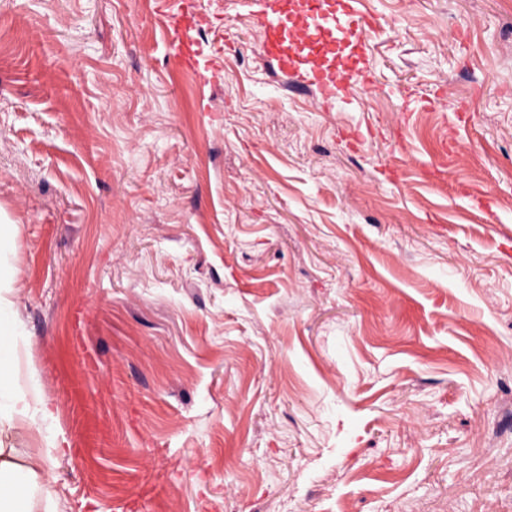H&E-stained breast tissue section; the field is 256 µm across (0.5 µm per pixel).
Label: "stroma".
Listing matches in <instances>:
<instances>
[{
  "instance_id": "1",
  "label": "stroma",
  "mask_w": 512,
  "mask_h": 512,
  "mask_svg": "<svg viewBox=\"0 0 512 512\" xmlns=\"http://www.w3.org/2000/svg\"><path fill=\"white\" fill-rule=\"evenodd\" d=\"M362 3L327 106L226 0L211 83L154 0H0V313L54 413L0 446L63 448L72 512H512V0Z\"/></svg>"
}]
</instances>
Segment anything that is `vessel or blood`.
Returning <instances> with one entry per match:
<instances>
[{
	"mask_svg": "<svg viewBox=\"0 0 512 512\" xmlns=\"http://www.w3.org/2000/svg\"><path fill=\"white\" fill-rule=\"evenodd\" d=\"M158 10L184 65L198 71L203 54L191 33L202 18L193 0H159ZM258 15L263 30L260 56L281 73L314 88L325 103L335 102L349 71H356L359 81L369 82L368 73L356 69L353 59L334 67L327 55L314 49L315 43L345 38L355 45L366 44L377 20L361 10L360 0H260Z\"/></svg>",
	"mask_w": 512,
	"mask_h": 512,
	"instance_id": "1",
	"label": "vessel or blood"
}]
</instances>
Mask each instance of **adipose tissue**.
Wrapping results in <instances>:
<instances>
[{
  "mask_svg": "<svg viewBox=\"0 0 512 512\" xmlns=\"http://www.w3.org/2000/svg\"><path fill=\"white\" fill-rule=\"evenodd\" d=\"M58 449L20 456L0 447V512H58L52 486Z\"/></svg>",
  "mask_w": 512,
  "mask_h": 512,
  "instance_id": "ef3b65f1",
  "label": "adipose tissue"
}]
</instances>
